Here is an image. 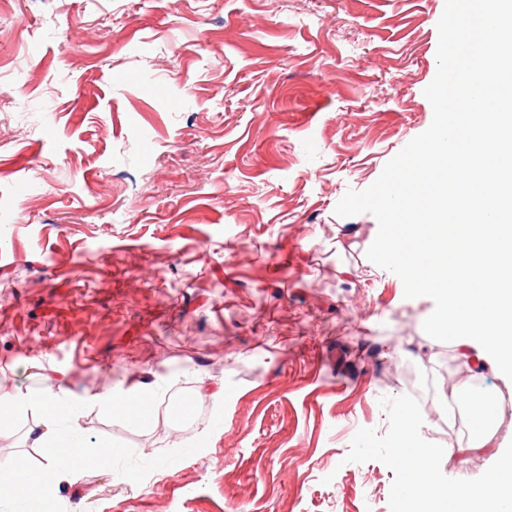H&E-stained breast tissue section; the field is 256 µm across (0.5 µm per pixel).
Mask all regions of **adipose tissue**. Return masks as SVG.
Wrapping results in <instances>:
<instances>
[{
    "mask_svg": "<svg viewBox=\"0 0 512 512\" xmlns=\"http://www.w3.org/2000/svg\"><path fill=\"white\" fill-rule=\"evenodd\" d=\"M99 401L109 414L152 427L159 422L158 408L164 396L136 383L106 391ZM453 402L466 406L473 426L468 450H482L495 419L487 409L486 398L467 399L461 389L454 393ZM22 421L29 424L25 440L43 451L42 463L23 468L9 460L0 462V499L19 503L21 512H46L50 496L61 482L99 466L113 454L109 446L94 451L86 448L80 438L77 412L59 380H50L37 393L20 389L0 395V434L10 432ZM395 446L409 488L404 500L407 512H512V451L499 454L490 480L460 485L440 477L441 452L425 442L422 425L412 414L404 415Z\"/></svg>",
    "mask_w": 512,
    "mask_h": 512,
    "instance_id": "ef3b65f1",
    "label": "adipose tissue"
}]
</instances>
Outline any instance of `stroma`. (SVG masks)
Here are the masks:
<instances>
[{"instance_id": "obj_1", "label": "stroma", "mask_w": 512, "mask_h": 512, "mask_svg": "<svg viewBox=\"0 0 512 512\" xmlns=\"http://www.w3.org/2000/svg\"><path fill=\"white\" fill-rule=\"evenodd\" d=\"M445 0H0V393L62 375L87 446L57 512H403L394 440L448 481L512 449V381L423 330L335 207L432 123ZM224 398L151 430L106 385ZM481 380L490 444L439 414Z\"/></svg>"}]
</instances>
